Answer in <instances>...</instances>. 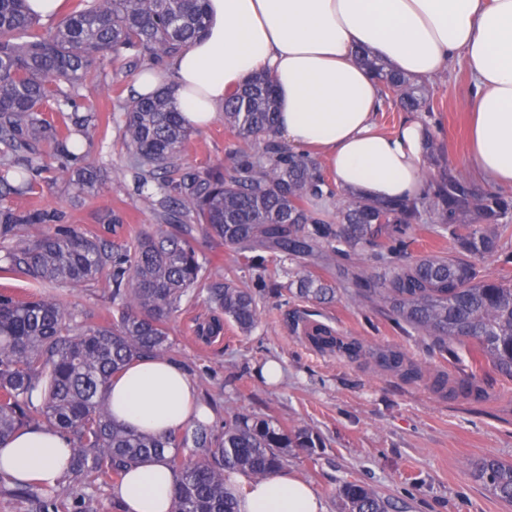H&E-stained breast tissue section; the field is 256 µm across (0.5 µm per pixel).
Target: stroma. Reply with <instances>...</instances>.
Masks as SVG:
<instances>
[{"label": "stroma", "mask_w": 512, "mask_h": 512, "mask_svg": "<svg viewBox=\"0 0 512 512\" xmlns=\"http://www.w3.org/2000/svg\"><path fill=\"white\" fill-rule=\"evenodd\" d=\"M150 63L145 53L105 57L94 67L99 85L83 91L81 112L97 115L83 148L87 162L97 169L95 187L86 189L41 171L32 177L31 194L9 198L11 207L54 211L60 223L81 225L108 240L125 241L152 230L155 214L136 190L123 144V107L132 93L131 79ZM427 87L432 110L420 118L437 149L427 152L424 169L428 181L435 182L447 172L462 170L468 149L466 103L476 90L460 58ZM236 146L219 117L207 128L191 130L183 159L189 169L202 172L222 164ZM113 212L123 218L115 233L103 224L104 216ZM193 246L206 277L168 323L173 340L168 357L196 383L199 397L208 399V426L223 431L224 414L233 409L273 418L319 438L320 447L291 449L285 470L322 496L326 512H343L338 490L353 480L389 499L391 512H512L475 474L485 459L512 463V381L489 363L473 367V344L458 347L454 358L431 352L428 337L398 327L391 314L350 288L337 289L322 302L289 294L286 286L295 265L288 260L271 262L274 277L259 298V321L251 332H241L227 320L218 335H203L218 315L207 302L209 285L223 281L228 268L250 284L257 273L220 239L199 233ZM1 292L19 298L47 295L66 305L79 325L112 316V291L101 282L44 291L24 279L0 277ZM312 321L359 343L358 356L350 359L310 344L302 326ZM386 350L419 366L422 378L408 382L380 370L375 355ZM271 360L283 369L275 384L262 375ZM471 370L487 389V399L433 387L438 373L454 381ZM54 494L65 503H79L84 512H122L111 484L100 480L80 486L65 483Z\"/></svg>", "instance_id": "stroma-1"}]
</instances>
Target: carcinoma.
I'll return each instance as SVG.
<instances>
[{"label":"carcinoma","instance_id":"carcinoma-1","mask_svg":"<svg viewBox=\"0 0 512 512\" xmlns=\"http://www.w3.org/2000/svg\"><path fill=\"white\" fill-rule=\"evenodd\" d=\"M26 0H0V272L43 286L89 285L112 270V322L73 332L70 313L49 297L0 295V441L36 425L69 436L72 481L120 480L131 466L151 458L167 461L176 476L173 512H237L226 489L227 471L256 476L283 468L292 448H314L303 429L288 430L271 418L231 410L224 432L204 424L181 436L157 438L112 421L104 392L112 377L134 360L172 348L167 323L187 292L204 276L191 245L201 228L233 247L264 274L275 257L300 268L297 294L325 300L335 293L311 268L326 267L357 252L382 272L366 266L343 268L358 296L389 308L431 339L441 352L471 341L479 354L512 380V276H489L477 260L498 253L512 233V194L481 190L461 174H448L419 198L373 201L343 198L325 179L321 165L296 154L276 138V93L272 76L257 74L224 103V126L239 141L228 163L204 173L185 166L189 137L181 112L166 93L130 98L124 106V145L139 185L162 186L178 177L182 200H145L160 224L154 232L122 243L89 236L76 225L44 232L53 221L42 209L5 205L32 189L29 175L43 167L39 145L53 146L58 173L76 172L84 187L95 172L85 162L83 141L93 116L56 122L50 113L78 111L80 87L96 79L98 59L144 51L160 62L204 35L205 0H77L54 30L37 28ZM359 60L383 87V96L406 112L427 105L428 89L379 63L368 50ZM429 218L456 241L455 254L414 255L415 224ZM209 305L224 312L243 333L259 318L255 292L224 277L209 288ZM319 348L350 356L346 343L322 325L309 335ZM379 364L405 379L420 369L397 355ZM191 448L187 458L181 450ZM478 477L499 499L512 503V465L489 460ZM38 512H68L50 494L28 488ZM345 512H389L390 503L373 489L347 481L339 489Z\"/></svg>","mask_w":512,"mask_h":512}]
</instances>
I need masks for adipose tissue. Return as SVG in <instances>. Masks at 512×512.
I'll use <instances>...</instances> for the list:
<instances>
[{
  "label": "adipose tissue",
  "mask_w": 512,
  "mask_h": 512,
  "mask_svg": "<svg viewBox=\"0 0 512 512\" xmlns=\"http://www.w3.org/2000/svg\"><path fill=\"white\" fill-rule=\"evenodd\" d=\"M208 14L204 37L164 67L141 71L134 94L170 87L187 124L200 128L248 76L267 72L277 91V136L290 150L325 160L338 189L377 200L416 198L427 189V130L416 118L391 134L377 128L380 85L354 52L367 48L421 81L460 54L477 88L464 165L487 185L512 187V0H208ZM105 399L116 423L156 437L199 416L195 383L161 356L131 362ZM69 458L65 436L24 428L0 446V475L53 489ZM174 487L171 467L149 459L112 494L124 512H172ZM228 487L238 512H325L322 497L289 473H235Z\"/></svg>",
  "instance_id": "adipose-tissue-1"
}]
</instances>
